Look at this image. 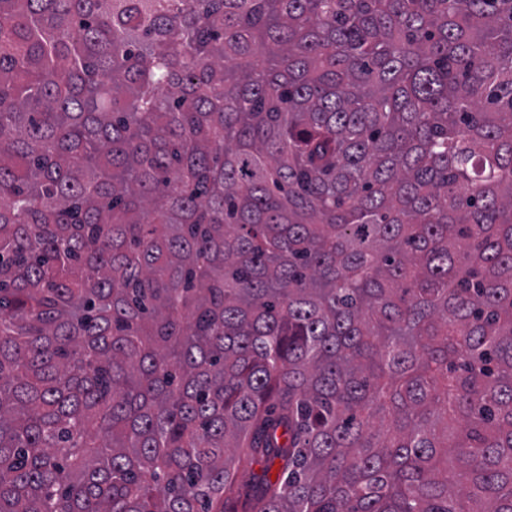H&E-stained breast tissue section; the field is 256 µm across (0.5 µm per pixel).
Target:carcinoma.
I'll use <instances>...</instances> for the list:
<instances>
[{
    "label": "carcinoma",
    "mask_w": 512,
    "mask_h": 512,
    "mask_svg": "<svg viewBox=\"0 0 512 512\" xmlns=\"http://www.w3.org/2000/svg\"><path fill=\"white\" fill-rule=\"evenodd\" d=\"M0 512H512V0H0Z\"/></svg>",
    "instance_id": "carcinoma-1"
}]
</instances>
